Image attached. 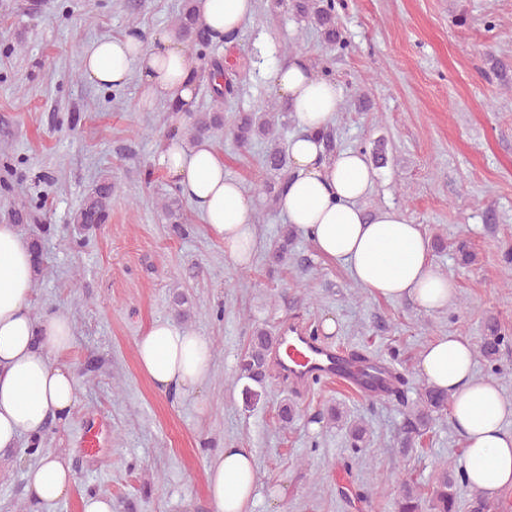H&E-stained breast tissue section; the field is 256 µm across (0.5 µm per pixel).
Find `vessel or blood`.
I'll return each mask as SVG.
<instances>
[{
    "label": "vessel or blood",
    "mask_w": 512,
    "mask_h": 512,
    "mask_svg": "<svg viewBox=\"0 0 512 512\" xmlns=\"http://www.w3.org/2000/svg\"><path fill=\"white\" fill-rule=\"evenodd\" d=\"M280 344L272 352L278 378L301 390L312 383L336 381L352 391L363 393L367 380L352 364L347 352L321 344L307 323L292 318L280 325Z\"/></svg>",
    "instance_id": "vessel-or-blood-1"
}]
</instances>
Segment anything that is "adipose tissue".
Masks as SVG:
<instances>
[{"label": "adipose tissue", "mask_w": 512, "mask_h": 512, "mask_svg": "<svg viewBox=\"0 0 512 512\" xmlns=\"http://www.w3.org/2000/svg\"><path fill=\"white\" fill-rule=\"evenodd\" d=\"M196 13L218 35L237 32L255 13L256 0H195ZM196 66L176 29L151 41L126 35L104 37L81 55V71L93 84L120 87L139 78L146 102H170L183 113L194 99ZM271 81L287 101L301 128L289 144L292 176L278 201L281 214L317 251L345 265L368 294L387 300H412L421 310L445 309L456 285L430 258L421 225L393 208L368 212L365 199L373 170L365 155L348 149L327 154L320 139L342 103L336 82L314 72L302 56L274 67ZM167 178L201 213L208 235L224 245L234 267L251 266L261 242L253 203L240 184L224 175V162L212 141L168 139L158 156ZM31 254L16 228L0 224V451L19 436L41 434L49 421L66 419L78 401L75 370L53 362L69 347L73 325L63 311L36 319L30 306ZM210 341L169 321L155 323L136 343L138 366L162 392L190 395L209 378ZM475 352L464 337L441 336L424 349L418 371L447 393L449 418L465 443L464 473L476 492L497 496L512 487V402L495 379L477 376ZM31 499L50 503L68 497L75 477L67 458L43 455L26 473ZM207 490L216 512H249L258 473L244 448L214 452L205 467Z\"/></svg>", "instance_id": "ef3b65f1"}]
</instances>
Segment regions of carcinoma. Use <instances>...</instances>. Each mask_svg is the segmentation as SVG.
Segmentation results:
<instances>
[{"label":"carcinoma","instance_id":"carcinoma-1","mask_svg":"<svg viewBox=\"0 0 512 512\" xmlns=\"http://www.w3.org/2000/svg\"><path fill=\"white\" fill-rule=\"evenodd\" d=\"M292 8L301 18L314 20L323 38L333 46L344 50L347 42L343 40L337 26L338 13L336 0H292ZM176 27L183 33L185 40L192 48V56L202 63L208 71L209 88L215 100L224 102L231 93L230 82L226 81L224 63L211 56L212 46L216 44L214 36L204 27L197 16L193 0H185ZM288 103L273 102L260 116L241 115L230 128V133L242 144L255 138L264 139L269 147L264 156L266 168L279 174L277 185L266 186L271 205L278 203L280 193L288 183L290 172L287 169L286 154L280 146L282 118L288 116ZM191 122L184 128L182 135L192 141L209 139L225 128L224 112L216 109L208 112H194L190 115ZM112 185H103L90 193L83 206L74 216V223L85 228H97L104 224L112 210ZM292 244L291 231L286 230L275 242L271 250V265L280 266L288 259L289 246ZM276 337L261 328L253 331L251 342L239 360L238 379H247L262 385L268 372L269 351ZM504 336L498 323L488 321L484 326L478 353L488 362L497 360ZM448 411V395L441 389L424 384L419 392V405L406 414L401 432L400 448H411L415 440L422 437L427 427L436 416ZM465 479V473H455L452 466L445 464L432 479V491L428 501L429 512H459L460 504L457 497V479ZM420 503L410 488H405L398 501L397 512H419ZM468 512H495L498 506L490 499L477 493L467 502Z\"/></svg>","mask_w":512,"mask_h":512}]
</instances>
